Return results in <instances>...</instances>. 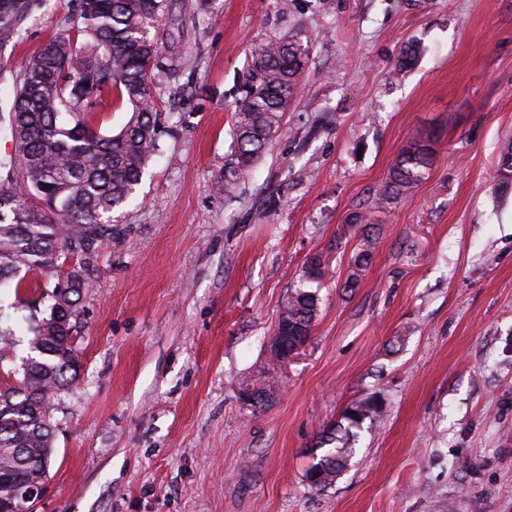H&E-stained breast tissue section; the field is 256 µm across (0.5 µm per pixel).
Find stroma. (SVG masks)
I'll list each match as a JSON object with an SVG mask.
<instances>
[{"instance_id": "obj_1", "label": "stroma", "mask_w": 512, "mask_h": 512, "mask_svg": "<svg viewBox=\"0 0 512 512\" xmlns=\"http://www.w3.org/2000/svg\"><path fill=\"white\" fill-rule=\"evenodd\" d=\"M174 72L154 90L160 153L93 263L80 371L55 405L35 512H512V0H174ZM70 0L0 41L17 75ZM307 45L300 95L234 170L233 112L269 41ZM416 45L415 65L399 64ZM415 136L435 156L411 196L374 201ZM357 212L368 225L350 223ZM379 248L344 286L364 229ZM320 256V312L269 402L258 376L280 307ZM0 287V384L54 281ZM371 396L350 468L312 489L322 431ZM509 162L506 166L505 163ZM497 177L500 187L503 191H507L512 187V141L508 140L503 143L499 152V166Z\"/></svg>"}]
</instances>
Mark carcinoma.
I'll list each match as a JSON object with an SVG mask.
<instances>
[{
	"mask_svg": "<svg viewBox=\"0 0 512 512\" xmlns=\"http://www.w3.org/2000/svg\"><path fill=\"white\" fill-rule=\"evenodd\" d=\"M173 0H72V17L41 47L18 75L8 102L14 154L0 160L12 174L0 187V285L14 284L16 296L28 284L21 273L56 278L49 315L35 320L22 378L0 386V501L15 487L47 473L46 449L53 447V410L48 403L75 381L79 359L73 332L80 323V299L90 287L91 261L112 240L115 213L132 198L149 162L159 151L154 72L165 67L158 29L172 19ZM31 0H0V35H16ZM308 60L300 42H272L253 54L252 82L234 111L236 167L248 170L268 147L288 104L297 96ZM106 98L134 107L115 135H103L91 118ZM432 149L420 137L399 151L376 207L409 195L430 167ZM503 190L512 188V141L503 143L497 170ZM377 238L365 235L348 274L355 287ZM321 262L310 259L301 280L281 306L273 331L312 334L319 313ZM279 362L267 358L260 381L245 385L273 393ZM382 403L368 397L348 406L340 422L323 432L328 446L305 473L309 486H332L350 466L365 422L381 416ZM321 471L320 484L311 482Z\"/></svg>",
	"mask_w": 512,
	"mask_h": 512,
	"instance_id": "1",
	"label": "carcinoma"
}]
</instances>
